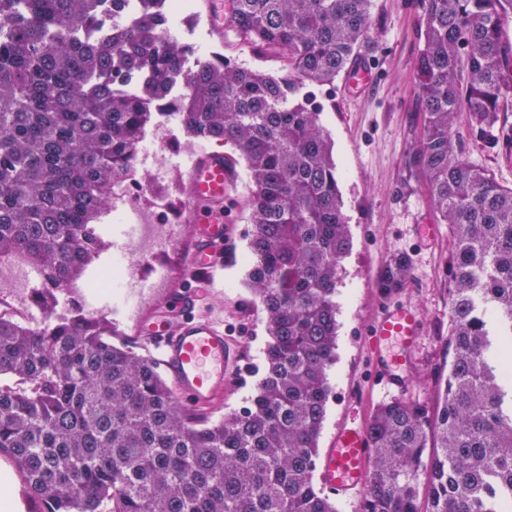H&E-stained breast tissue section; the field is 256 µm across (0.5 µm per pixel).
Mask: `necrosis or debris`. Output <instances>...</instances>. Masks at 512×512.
<instances>
[{"instance_id": "1", "label": "necrosis or debris", "mask_w": 512, "mask_h": 512, "mask_svg": "<svg viewBox=\"0 0 512 512\" xmlns=\"http://www.w3.org/2000/svg\"><path fill=\"white\" fill-rule=\"evenodd\" d=\"M143 8L142 0H125L119 9L113 6L112 0H100L96 27L89 31L75 30L73 37L79 41L110 39L114 31L135 26ZM178 126L175 115H160L144 132L133 171L113 184L109 207L111 221L127 226L128 239L121 245V263L91 281L90 293L106 291L114 281L133 284L140 264L176 240V226L164 221L169 200L161 188L176 170L170 145Z\"/></svg>"}]
</instances>
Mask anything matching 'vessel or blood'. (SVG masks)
I'll return each instance as SVG.
<instances>
[{"label": "vessel or blood", "mask_w": 512, "mask_h": 512, "mask_svg": "<svg viewBox=\"0 0 512 512\" xmlns=\"http://www.w3.org/2000/svg\"><path fill=\"white\" fill-rule=\"evenodd\" d=\"M235 184L236 172L226 155L202 152L195 157L189 172L188 217L198 229L176 282L178 302L143 315L138 327L139 335L147 336L157 351L176 398L196 408L209 407L223 396L232 381L228 366L241 354L223 325L195 313L215 287V273L224 261V226L228 222L224 204ZM422 334V321L410 306L389 307L378 316L369 330L368 344L380 389L392 395L409 392L405 369ZM369 457L364 425L337 429L330 448L316 459L321 489L336 500L358 502L368 478Z\"/></svg>", "instance_id": "b4317fda"}]
</instances>
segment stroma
Instances as JSON below:
<instances>
[{"label":"stroma","mask_w":512,"mask_h":512,"mask_svg":"<svg viewBox=\"0 0 512 512\" xmlns=\"http://www.w3.org/2000/svg\"><path fill=\"white\" fill-rule=\"evenodd\" d=\"M371 13L374 34L365 52L374 67L369 84L357 86L340 77L330 86H300L295 95L296 100L310 97L319 105L320 122L334 143L351 240L336 295L337 360L329 372L332 394L319 438L323 449L341 425L368 422L376 407L387 400L369 382L366 344V330L385 305H410L424 322L423 335L411 355L410 401L434 407L450 361L444 342L449 325L451 234L427 194L424 176L411 164V150L423 127L416 106L414 70L420 46L418 0H372ZM202 52L220 53L233 63L271 73L279 68L275 58L257 56L247 44L208 32L203 35ZM500 126L499 142L491 149L475 141L466 120H459L457 130L469 144L468 159L488 169L501 183L512 185V110L502 113ZM212 147V142L192 139L184 130L176 132L172 159L180 171L169 199L181 219L176 244L159 258L161 265L175 271L180 270L195 233L194 224L183 217L188 202L186 170L195 153ZM236 171L242 188L230 202L234 223L224 242L223 285L213 289L202 312L224 323L232 340L241 345L236 365L240 379L225 389L222 399L202 410V417L214 422L244 406L256 382L251 369L262 366L268 340L265 315L246 284L250 224L243 185L248 173L241 162ZM425 225L435 226L433 238L422 236ZM396 258L407 261L409 276L401 287L383 288L387 267ZM72 295L79 298L87 314L105 317L120 342L138 354L152 355V348L135 334L138 314L127 316L123 310L136 306L140 312L148 311L169 298V288L145 290L140 298L127 288L96 298L76 288L71 295H60L59 311L67 310Z\"/></svg>","instance_id":"1"}]
</instances>
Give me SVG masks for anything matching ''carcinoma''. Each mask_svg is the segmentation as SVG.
<instances>
[{"mask_svg":"<svg viewBox=\"0 0 512 512\" xmlns=\"http://www.w3.org/2000/svg\"><path fill=\"white\" fill-rule=\"evenodd\" d=\"M98 0H0V262L37 269L41 327L0 316V454L44 512H337L314 482L336 361L337 286L349 253L333 143L301 85L356 71L372 0H229L226 32L281 63L266 73L162 37L148 6L111 40L70 33ZM423 132L412 161L451 226V355L433 413L397 398L368 422L356 512H512V186L456 136L498 143L512 107V0H420ZM148 75L134 93L115 83ZM187 135L231 145L248 171V285L270 340L246 405L218 422L180 405L157 362L112 342L81 304L57 313L104 247L101 217L171 79ZM400 258L381 287L407 277Z\"/></svg>","mask_w":512,"mask_h":512,"instance_id":"1","label":"carcinoma"}]
</instances>
